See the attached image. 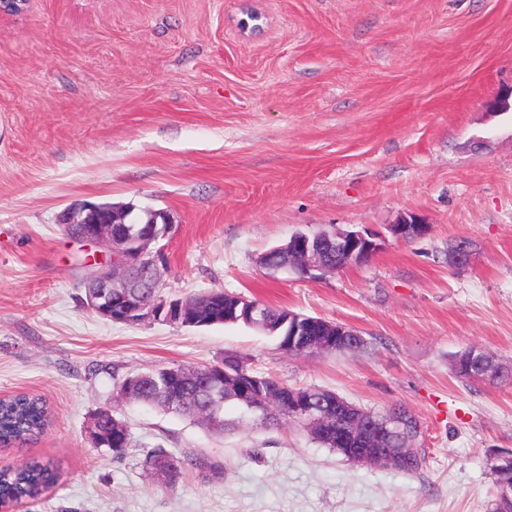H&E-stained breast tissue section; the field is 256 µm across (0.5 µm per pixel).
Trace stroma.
Segmentation results:
<instances>
[{
	"mask_svg": "<svg viewBox=\"0 0 512 512\" xmlns=\"http://www.w3.org/2000/svg\"><path fill=\"white\" fill-rule=\"evenodd\" d=\"M512 0H28L0 14V396L52 423L0 447L59 480L10 512H491L512 448V382L465 381L470 347L512 365ZM168 211L157 292L215 288L351 326L368 345L296 357L242 324L104 319L82 280L95 246L61 213ZM428 229L316 279L260 263L296 230ZM468 239V265L450 248ZM244 357L256 373L419 420V473L358 466L287 423L217 435L122 405L124 455L86 425L126 376ZM197 459L177 484L143 466ZM389 231L395 243L406 244L424 235L426 225L410 213L402 215L395 224H391Z\"/></svg>",
	"mask_w": 512,
	"mask_h": 512,
	"instance_id": "35a3bbf8",
	"label": "stroma"
}]
</instances>
